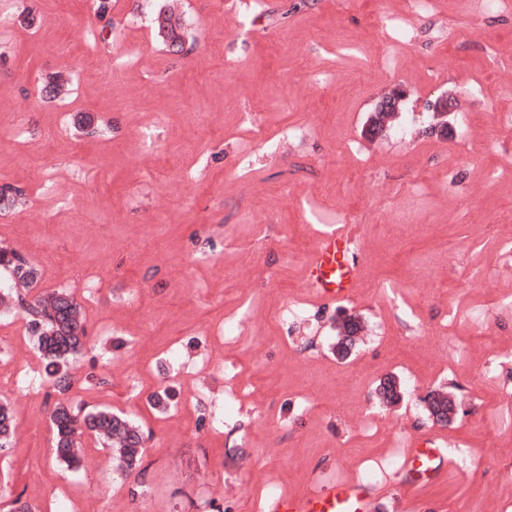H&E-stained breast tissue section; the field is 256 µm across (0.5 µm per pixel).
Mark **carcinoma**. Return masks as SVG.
<instances>
[{
    "label": "carcinoma",
    "mask_w": 512,
    "mask_h": 512,
    "mask_svg": "<svg viewBox=\"0 0 512 512\" xmlns=\"http://www.w3.org/2000/svg\"><path fill=\"white\" fill-rule=\"evenodd\" d=\"M18 22L26 28L40 23L32 0H16ZM152 23L157 37L174 49L182 47L188 34L185 20L169 9H161ZM0 270L27 288L17 292V300L25 313L28 328L36 338L44 373L58 399L50 412L52 441L56 461L69 470L79 468L81 439L90 435L105 443L122 433L125 439L116 443L120 466L132 472L141 465L143 439L136 427L110 406L92 409L74 403L68 393L73 384L68 374L70 359L80 354L86 337L82 309L66 290L35 291L38 270L14 251L0 250ZM14 419L8 406L0 402V461L10 457L14 440ZM8 502L7 512H37V507L10 487L9 472L0 467V501Z\"/></svg>",
    "instance_id": "obj_1"
}]
</instances>
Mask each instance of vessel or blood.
Wrapping results in <instances>:
<instances>
[{
  "mask_svg": "<svg viewBox=\"0 0 512 512\" xmlns=\"http://www.w3.org/2000/svg\"><path fill=\"white\" fill-rule=\"evenodd\" d=\"M358 244L349 234L332 231L323 234L307 262L306 283L320 301L350 300L359 278L356 260ZM443 434L409 440L399 473L403 494L419 500L421 491L448 473L452 461ZM381 491L359 479L323 481L316 490L299 497H283L273 512H373Z\"/></svg>",
  "mask_w": 512,
  "mask_h": 512,
  "instance_id": "obj_1",
  "label": "vessel or blood"
}]
</instances>
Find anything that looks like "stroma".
I'll list each match as a JSON object with an SVG mask.
<instances>
[{
  "label": "stroma",
  "mask_w": 512,
  "mask_h": 512,
  "mask_svg": "<svg viewBox=\"0 0 512 512\" xmlns=\"http://www.w3.org/2000/svg\"><path fill=\"white\" fill-rule=\"evenodd\" d=\"M434 2L397 47L380 18L404 0H113L106 20L86 0H36L40 24H0V182L24 190L0 212V249L80 303L88 345L70 396L124 412L145 448L127 476L90 437L81 469L58 466L51 397L6 387L10 353L43 366L20 311L0 308V399L19 424L11 482L39 512H195L219 479L212 512H272L330 478L382 487L375 512H512V407L475 382L489 359L512 377V272L487 231L512 225V184L497 178L512 158L457 150L473 88V135L498 131L495 86L512 72L490 50H512V13L474 21L466 0ZM171 3L189 32L179 52L150 22ZM467 24L471 39L456 37ZM53 71L73 78L66 98L41 92ZM80 115L98 130H78ZM332 229L360 246L347 302L305 285ZM288 307L305 322L280 321ZM346 315L365 332L342 360ZM207 351L209 369L184 373ZM391 376L393 404L378 391ZM234 383L224 421L195 398ZM163 388L161 413L148 398ZM430 391L456 402L452 423L429 416ZM434 433L455 465L414 505L397 487L402 456Z\"/></svg>",
  "instance_id": "35a3bbf8"
}]
</instances>
